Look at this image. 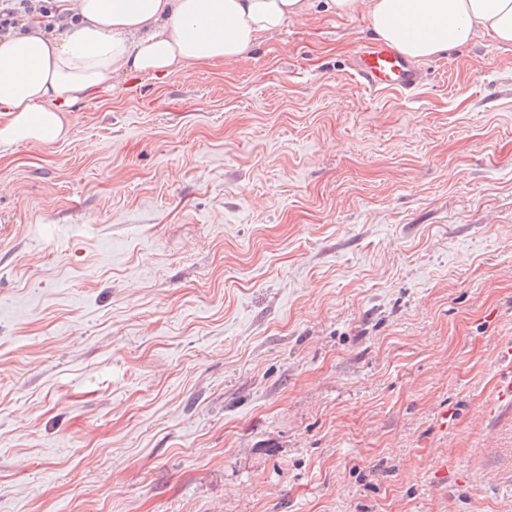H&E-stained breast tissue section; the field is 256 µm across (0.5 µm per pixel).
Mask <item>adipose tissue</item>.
I'll use <instances>...</instances> for the list:
<instances>
[{
  "mask_svg": "<svg viewBox=\"0 0 512 512\" xmlns=\"http://www.w3.org/2000/svg\"><path fill=\"white\" fill-rule=\"evenodd\" d=\"M366 11L375 35L414 59L457 46L474 29L512 43V0H325ZM310 0H76L78 19L49 36L39 16L0 37V145L53 142L63 112L112 75L167 74L244 57L264 33L309 12Z\"/></svg>",
  "mask_w": 512,
  "mask_h": 512,
  "instance_id": "obj_1",
  "label": "adipose tissue"
}]
</instances>
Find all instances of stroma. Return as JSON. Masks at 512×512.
<instances>
[{"label":"stroma","mask_w":512,"mask_h":512,"mask_svg":"<svg viewBox=\"0 0 512 512\" xmlns=\"http://www.w3.org/2000/svg\"><path fill=\"white\" fill-rule=\"evenodd\" d=\"M375 41L317 6L0 147V512H512V45L374 94ZM499 360L503 370L497 380L494 401L499 409L512 410V342L500 346Z\"/></svg>","instance_id":"35a3bbf8"}]
</instances>
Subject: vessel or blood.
I'll return each mask as SVG.
<instances>
[{
	"label": "vessel or blood",
	"mask_w": 512,
	"mask_h": 512,
	"mask_svg": "<svg viewBox=\"0 0 512 512\" xmlns=\"http://www.w3.org/2000/svg\"><path fill=\"white\" fill-rule=\"evenodd\" d=\"M351 69L355 79L370 92L387 89L414 91L422 81L415 63L383 43H375L357 52ZM499 360L503 370L497 380L494 401L498 408L512 410V342L501 345Z\"/></svg>",
	"instance_id": "vessel-or-blood-1"
}]
</instances>
